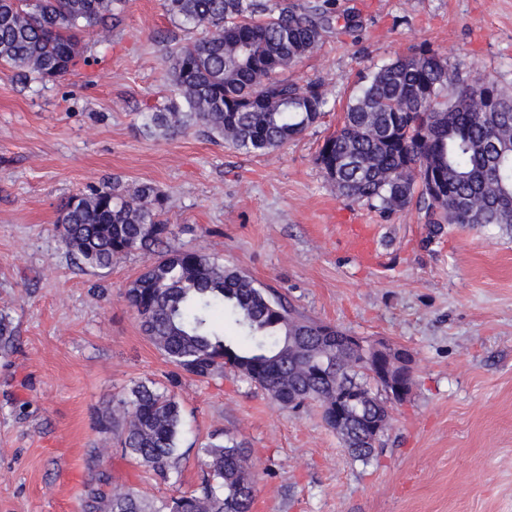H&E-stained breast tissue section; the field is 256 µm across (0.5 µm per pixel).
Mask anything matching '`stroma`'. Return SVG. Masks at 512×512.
<instances>
[{
  "mask_svg": "<svg viewBox=\"0 0 512 512\" xmlns=\"http://www.w3.org/2000/svg\"><path fill=\"white\" fill-rule=\"evenodd\" d=\"M356 11L288 71L336 109L280 149L245 155L196 125L144 135L163 102L169 51L188 38L160 0H128L86 62L47 81L0 68V309L16 328L0 353V512H83L91 473L153 506L200 483V448L229 431L258 474L251 512H512V238L446 225L428 239L411 206L383 220L343 201L316 163L369 65L427 45L460 78L512 86V0H335ZM169 198V249H200L299 312L413 355L414 384L390 410L376 460H354L316 404L292 410L227 371L179 374L142 335L122 294L148 263L132 253L76 264L55 225L62 206L112 179ZM373 229L370 262L343 229ZM183 408L168 482L124 457L97 415L139 382Z\"/></svg>",
  "mask_w": 512,
  "mask_h": 512,
  "instance_id": "35a3bbf8",
  "label": "stroma"
}]
</instances>
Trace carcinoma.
Instances as JSON below:
<instances>
[{
  "label": "carcinoma",
  "instance_id": "cac0c4a2",
  "mask_svg": "<svg viewBox=\"0 0 512 512\" xmlns=\"http://www.w3.org/2000/svg\"><path fill=\"white\" fill-rule=\"evenodd\" d=\"M126 0H0V65L39 79L63 77L82 57L81 36L116 20ZM167 16L199 35L165 60L171 94L141 113L149 135L173 138L200 124L234 150L263 155L301 137L331 111L320 85L301 86L288 69L311 55L355 15L334 0H162ZM487 99L477 112L470 101ZM511 148L500 153L496 143ZM317 164L343 200L382 219L416 205L427 237L447 224L495 227L512 237V88L463 84L448 59L425 45L360 74L340 125L319 149ZM167 197L149 183L118 179L72 196L56 224L60 243L82 263L112 267L114 258L153 253L126 288L124 301L142 334L181 372L199 380L229 369L283 407L319 404L327 427L364 463L377 447H354L329 412L351 390L385 405L371 365L336 339L346 333L299 313L243 270L197 249L160 250L171 225ZM14 330L0 312V350ZM136 463L163 480L177 464L182 405L163 388L140 382L99 421ZM197 487L158 508L133 491L94 478L85 512H250L257 473L248 449L230 435L201 448Z\"/></svg>",
  "mask_w": 512,
  "mask_h": 512
}]
</instances>
